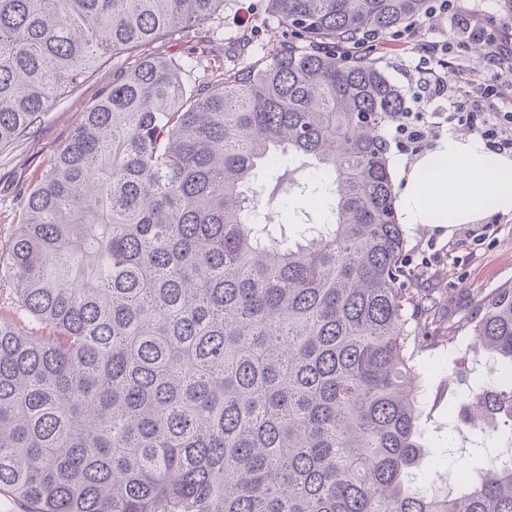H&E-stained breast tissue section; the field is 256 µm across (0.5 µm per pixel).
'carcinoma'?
Masks as SVG:
<instances>
[{"label":"carcinoma","instance_id":"carcinoma-1","mask_svg":"<svg viewBox=\"0 0 512 512\" xmlns=\"http://www.w3.org/2000/svg\"><path fill=\"white\" fill-rule=\"evenodd\" d=\"M226 0H0V148L103 57L132 65L25 197L0 274V488L32 512H512V459L411 488L414 356L385 131L406 97L371 52L428 0H268L286 29L210 80L152 52ZM301 206L274 222L285 163ZM472 336L512 363V287ZM512 425V369L462 405ZM12 284L8 279L2 278L0 280V313L4 317H8L10 319H14L17 326L22 331H36L37 325L32 322V320L20 313L19 311H15V306L13 305V293H12ZM14 307V308H13ZM33 328V330H31Z\"/></svg>","mask_w":512,"mask_h":512}]
</instances>
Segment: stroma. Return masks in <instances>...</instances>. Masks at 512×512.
Listing matches in <instances>:
<instances>
[{
    "instance_id": "1",
    "label": "stroma",
    "mask_w": 512,
    "mask_h": 512,
    "mask_svg": "<svg viewBox=\"0 0 512 512\" xmlns=\"http://www.w3.org/2000/svg\"><path fill=\"white\" fill-rule=\"evenodd\" d=\"M208 27L210 38L160 41L156 53L196 57L201 68L220 77L232 66L240 50L236 40L243 29L253 31V42L243 52L257 59L285 34L268 12V0H227L222 13ZM455 21L439 15L407 33L402 45L386 44L379 58L390 80L407 88L414 79L419 46L427 41L451 39ZM112 65L78 80L61 100L51 103L29 133L13 146L0 150V255H7L23 220V199L35 188L50 160L64 144L84 111L112 80ZM442 74L449 93L486 104V87L494 75L485 64L484 52L475 47L448 56ZM406 252L416 277L413 287L422 297L437 302L431 318L434 346L415 357L419 374V411L427 447L416 473V485L442 487L454 476L456 460L467 456L472 475L485 468L487 448H512V431L500 430L487 439L456 426L450 409L476 392L488 361L472 352L469 321L481 300L496 289L512 286V212H496L472 224H421L404 230ZM453 342H445V335Z\"/></svg>"
}]
</instances>
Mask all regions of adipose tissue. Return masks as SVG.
I'll return each mask as SVG.
<instances>
[{"label":"adipose tissue","instance_id":"ef3b65f1","mask_svg":"<svg viewBox=\"0 0 512 512\" xmlns=\"http://www.w3.org/2000/svg\"><path fill=\"white\" fill-rule=\"evenodd\" d=\"M398 171L400 223L466 224L487 205L512 211V161L496 157L473 136L449 134Z\"/></svg>","mask_w":512,"mask_h":512}]
</instances>
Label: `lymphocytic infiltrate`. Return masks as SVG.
Listing matches in <instances>:
<instances>
[{
	"instance_id": "lymphocytic-infiltrate-1",
	"label": "lymphocytic infiltrate",
	"mask_w": 512,
	"mask_h": 512,
	"mask_svg": "<svg viewBox=\"0 0 512 512\" xmlns=\"http://www.w3.org/2000/svg\"><path fill=\"white\" fill-rule=\"evenodd\" d=\"M474 41H484L491 45L487 63L495 69L497 76L512 75V47L498 42L496 34L489 32L487 26L480 21L460 19L453 41L422 44V55L416 66L418 77L410 89V100L414 108L403 113L394 128L402 150L419 153L437 136L444 124L457 121L469 123L472 131L498 151L512 153V111L495 104L482 111L464 97L449 96L448 84L438 73L448 54L462 51ZM441 98L448 102V113L441 116L428 113V105Z\"/></svg>"
}]
</instances>
